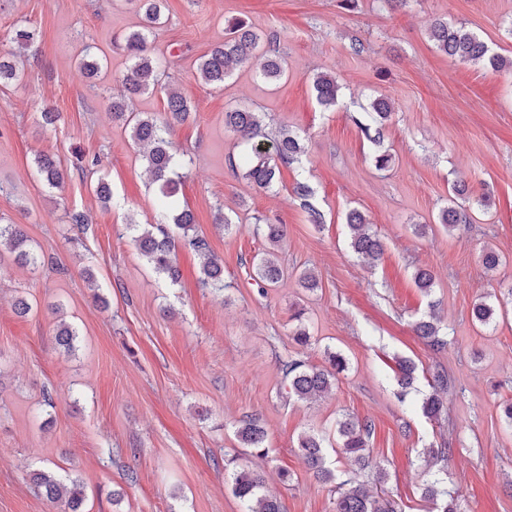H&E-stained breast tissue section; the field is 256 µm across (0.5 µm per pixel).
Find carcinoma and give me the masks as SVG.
I'll list each match as a JSON object with an SVG mask.
<instances>
[{"label": "carcinoma", "instance_id": "1", "mask_svg": "<svg viewBox=\"0 0 512 512\" xmlns=\"http://www.w3.org/2000/svg\"><path fill=\"white\" fill-rule=\"evenodd\" d=\"M138 13L141 16L140 30L126 38V51L131 61L130 67L121 78L123 93L111 98L110 108L112 119L121 123L129 137L136 144L144 143L149 151L143 155L151 181L156 185L160 216L173 217L175 229L170 230L165 224H128L126 229L137 232L133 236L140 254L145 258L150 269L164 275L175 282L179 272L175 258L181 240L200 256L205 257L202 267L201 283L218 291L227 287L224 283V266L212 253L205 237L189 234L194 229L193 217L187 210L178 211L174 196L177 181L171 177L174 169L187 166V162L177 156L172 141L167 137L170 130L190 117L187 100L176 91H169L166 98V113L163 121L143 112L128 109V101L149 90L163 85V61L155 57L149 44V36L153 30L163 24L164 0H136ZM224 42L214 45L207 54L199 58L196 71L199 79L206 85L221 87L230 76L234 67L241 65L251 57L259 55L264 58L260 72L263 79L271 84L283 80L288 73L285 60L276 51L270 49L248 22L234 19L225 28ZM429 39L442 53L453 59L473 64L487 63L495 69H512V58H505L491 52L481 38L462 26H455L445 20H437L428 31ZM26 77L25 70L17 63L16 54L9 52L0 54V83H19ZM313 89L320 105L330 108L336 105L339 89L336 77L327 73H317L312 77ZM391 117V106L386 98L373 100L364 112L352 116V121L362 135L374 146L381 144L382 126ZM224 125L232 130L242 142L251 144V153L245 155L240 165L245 177L262 189H270L277 182L280 167L289 166L305 153L300 135L290 129H282L272 139L273 151L264 148L267 135L263 131L262 119L257 112L249 109H234L224 113ZM38 171L41 178L50 187L58 186L63 180V170L58 163L49 158H38ZM468 185L453 183L448 190V206L439 210L436 223L452 233L463 224L473 223L474 216L490 206V196L479 195L477 207L468 205L470 202ZM292 194L299 206L307 215L311 224L324 223V214L312 202L313 190L306 182H298ZM347 226L350 235V246L357 254L371 257L380 256L383 250L378 235L371 230L364 215L357 209L347 214ZM255 234L265 238L269 249L261 254L255 262L254 281L262 289L274 287L284 275L276 248L285 237V229L281 224H266L264 219L254 217ZM28 236L18 224H0V260L3 253L14 256L21 266L38 267L42 263L41 255L33 248L27 247ZM501 310L500 300H491V296H483L472 307V320L480 326H488L495 322ZM304 310L299 309L293 319L299 322L293 332V341L304 347L310 342V333L303 323ZM414 330L418 336L426 340L434 351L444 350L448 342L441 334V327L434 320L416 322ZM328 366L319 368L309 365L297 358L281 361V371L288 385V397L306 400L323 393L336 385L337 376L348 368L347 359L339 353L327 355ZM417 367L409 359L398 360V384L406 390L415 381ZM453 382L445 371L433 374L435 393L422 401V410L428 416H437L448 412L443 394L448 392ZM374 434V426L368 420L352 421L348 418L337 424V438L333 439L323 433L305 432L298 437L297 447L302 452L307 467L324 483L336 480L333 470L326 466V449L330 448L336 456L345 458L356 466L352 475L336 485L334 512H395L391 501L379 495H370L359 481V473L373 468L370 442ZM237 436L244 447L253 448L261 456L268 454L265 447V431L259 421L246 417L240 421ZM452 448L445 441L438 448L429 449V464L440 468L448 464ZM225 469L233 470L232 493L244 506L243 512H282L280 501L264 492V479L255 471L245 468L232 457L224 460ZM375 469V468H373ZM378 484H385L386 474L382 468L375 469ZM35 485L43 490L46 498L59 502L64 512H85L83 484L74 478L66 485L52 474L40 471L34 476ZM423 498L432 502L437 512H460L455 499L448 494L446 488L433 481L426 485Z\"/></svg>", "mask_w": 512, "mask_h": 512}]
</instances>
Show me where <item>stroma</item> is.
<instances>
[{
  "label": "stroma",
  "mask_w": 512,
  "mask_h": 512,
  "mask_svg": "<svg viewBox=\"0 0 512 512\" xmlns=\"http://www.w3.org/2000/svg\"><path fill=\"white\" fill-rule=\"evenodd\" d=\"M167 5L150 42L192 109L170 134L189 160L179 206L224 263L229 287L221 292L201 285L200 258L185 246L180 280L157 276L126 230L158 219L142 151L108 108L130 65L117 43L141 23L133 0H0V52L15 27L37 33L25 83L0 85V220L21 225L46 259L35 271L0 264V512H64L33 483L41 470L79 478L86 512H243L224 470L235 454L264 476L285 512H332L335 493L307 469L297 438L335 430L345 417L373 423L372 457L388 473L398 512H429L422 490L435 480L463 512H512V430L500 411L512 398V320L479 327L471 318L478 298L512 283V71L451 59L427 36L442 19L510 57L512 0H410L398 9L358 0L353 10L339 0ZM234 18L272 38L287 80L269 84L255 61L220 88L198 78L197 59ZM87 46L106 59L92 80L80 65ZM319 72L338 79L335 107L315 99ZM378 97L393 107L385 171L351 120ZM234 106L261 113L268 133L285 127L303 138L301 162L282 168L271 189L251 184L237 164L243 147L224 125ZM46 108L58 112L55 125H43ZM42 155L66 169L59 187L38 174ZM96 155V172L78 170L79 159ZM100 177L112 188L106 204L92 190ZM457 179L477 194L490 188L494 207L449 233L434 219ZM299 180L313 188L324 224H310L294 201ZM354 208L383 243L375 265L349 244ZM72 212L86 224H69ZM221 213L232 230L219 224ZM256 216L286 231L285 276L264 294L251 278L265 247L249 227ZM487 247L506 263L487 270ZM419 267L435 278L431 294L414 283ZM306 269L319 289L299 287ZM19 297L32 304L28 315L16 314ZM300 308L311 332L304 348L292 340ZM432 312L448 342L438 353L414 332ZM62 320L78 333L70 353L55 340ZM329 349L349 361L335 389L314 402L288 398L281 360L322 367ZM400 358L417 366L406 392ZM439 369L454 386L447 415L434 421L420 405ZM248 416L266 431L268 457L243 452L236 430ZM445 439L453 456L436 474L425 451ZM283 468L293 476L286 485Z\"/></svg>",
  "instance_id": "35a3bbf8"
}]
</instances>
